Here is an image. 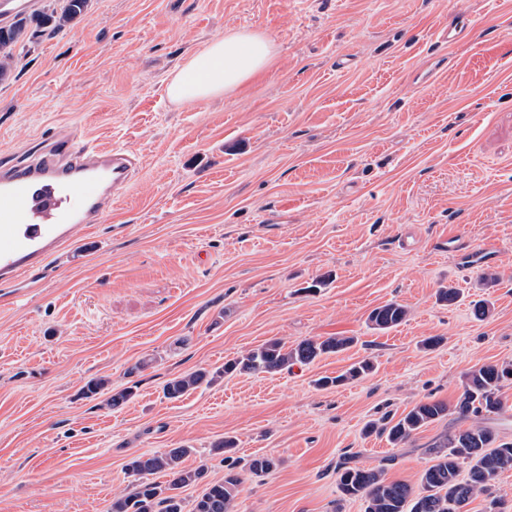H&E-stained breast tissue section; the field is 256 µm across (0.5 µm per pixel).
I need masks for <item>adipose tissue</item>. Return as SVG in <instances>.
<instances>
[{
    "mask_svg": "<svg viewBox=\"0 0 512 512\" xmlns=\"http://www.w3.org/2000/svg\"><path fill=\"white\" fill-rule=\"evenodd\" d=\"M273 55L272 43L263 34L227 30L176 68L168 95L178 104L224 96L265 70Z\"/></svg>",
    "mask_w": 512,
    "mask_h": 512,
    "instance_id": "ef3b65f1",
    "label": "adipose tissue"
}]
</instances>
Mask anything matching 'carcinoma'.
Masks as SVG:
<instances>
[{
	"label": "carcinoma",
	"mask_w": 512,
	"mask_h": 512,
	"mask_svg": "<svg viewBox=\"0 0 512 512\" xmlns=\"http://www.w3.org/2000/svg\"><path fill=\"white\" fill-rule=\"evenodd\" d=\"M89 0H61L59 7L42 15L41 22L52 32H59L88 10ZM27 19L22 17L9 28H0V80L10 73L13 50L25 35ZM407 316V309L390 302L371 311L370 326L387 331L399 326ZM356 342L353 336H330L326 339H304L291 347L273 340L248 352L240 358L224 363L215 371L199 369L170 380L164 395L178 399L202 385H211L226 374L277 373L293 362L311 363L317 358L341 352ZM373 369L368 360L351 365L336 377L318 380L322 387L337 386L349 380L364 377ZM512 377V363L482 365L469 373L466 388L454 407L443 401L420 402L398 420L384 418L370 422L366 432L377 431L386 436L394 447L405 444L421 428L453 412L460 418L498 414L504 409L502 383ZM191 448H170L164 452L141 454L130 460L127 470L137 477L133 493L112 500L111 512H233L234 499L243 482L236 465H228L221 481L203 483L206 472L202 467L183 466ZM429 465L421 474L419 486L386 478L385 468L366 469L343 460L336 465L339 487L343 495L365 500V512H463L479 494L494 489L500 475L512 469V442L499 440L497 432L476 425L451 432L435 441L429 448ZM279 465L273 457L260 456L247 464L250 473L266 474ZM169 477L163 486L151 476ZM204 484L194 498L191 509L177 490Z\"/></svg>",
	"instance_id": "cac0c4a2"
}]
</instances>
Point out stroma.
Here are the masks:
<instances>
[{"label":"stroma","mask_w":512,"mask_h":512,"mask_svg":"<svg viewBox=\"0 0 512 512\" xmlns=\"http://www.w3.org/2000/svg\"><path fill=\"white\" fill-rule=\"evenodd\" d=\"M453 25L466 32L445 42ZM228 29L273 43L267 70L169 101L175 68ZM62 130L138 169L48 275L0 284V512H109L133 457L180 446L219 481L226 439L234 460L279 461L245 476L236 512H364L338 488L343 458L415 485L444 433L479 423L512 442V380L500 414H451L398 448L365 432L512 363V0H91L61 32L31 26L0 82V164ZM488 244L496 259L471 264ZM448 285L452 306L436 300ZM392 301L405 320L372 329ZM328 336L357 343L163 395L268 341ZM365 358L370 375L317 387ZM95 378L134 395L85 397ZM407 316V309L397 302H390L371 311L368 317L370 326L379 331H387L399 326Z\"/></svg>","instance_id":"1"}]
</instances>
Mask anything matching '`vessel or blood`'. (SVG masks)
<instances>
[{
  "mask_svg": "<svg viewBox=\"0 0 512 512\" xmlns=\"http://www.w3.org/2000/svg\"><path fill=\"white\" fill-rule=\"evenodd\" d=\"M133 165L126 150L58 133L27 160L0 166V279L43 271L75 228L99 223L128 186Z\"/></svg>",
  "mask_w": 512,
  "mask_h": 512,
  "instance_id": "1",
  "label": "vessel or blood"
}]
</instances>
